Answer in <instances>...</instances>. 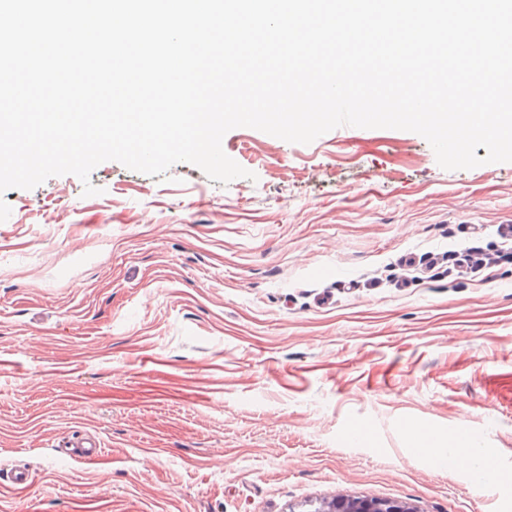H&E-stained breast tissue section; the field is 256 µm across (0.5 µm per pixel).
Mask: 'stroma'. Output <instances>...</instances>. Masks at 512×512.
I'll list each match as a JSON object with an SVG mask.
<instances>
[{"label":"stroma","instance_id":"35a3bbf8","mask_svg":"<svg viewBox=\"0 0 512 512\" xmlns=\"http://www.w3.org/2000/svg\"><path fill=\"white\" fill-rule=\"evenodd\" d=\"M222 147L251 178L107 161L97 196H0V512H512V264H405L499 249L512 162L449 171L417 133L351 126ZM414 427L473 434L494 487ZM80 439L101 454L66 457ZM319 512H409V509L386 499L336 497L325 501Z\"/></svg>","mask_w":512,"mask_h":512}]
</instances>
